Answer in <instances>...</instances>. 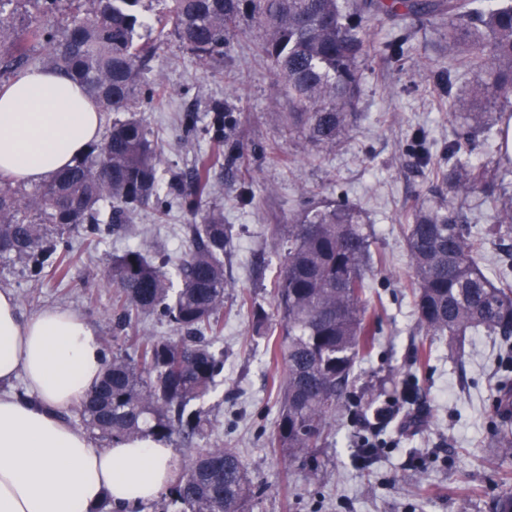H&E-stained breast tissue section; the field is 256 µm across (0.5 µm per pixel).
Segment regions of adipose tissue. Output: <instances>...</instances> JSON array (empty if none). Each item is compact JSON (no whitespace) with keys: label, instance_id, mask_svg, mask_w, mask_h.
I'll use <instances>...</instances> for the list:
<instances>
[{"label":"adipose tissue","instance_id":"ef3b65f1","mask_svg":"<svg viewBox=\"0 0 512 512\" xmlns=\"http://www.w3.org/2000/svg\"><path fill=\"white\" fill-rule=\"evenodd\" d=\"M101 115L70 76L32 68L0 88V174L33 185L99 140ZM104 370L95 330L47 306L23 316L0 290V512H114L143 507L178 478L173 451L152 437L99 447L66 415ZM23 394H15V382Z\"/></svg>","mask_w":512,"mask_h":512}]
</instances>
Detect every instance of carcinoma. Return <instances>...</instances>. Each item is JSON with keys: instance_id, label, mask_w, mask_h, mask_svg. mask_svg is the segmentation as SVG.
Returning a JSON list of instances; mask_svg holds the SVG:
<instances>
[{"instance_id": "cac0c4a2", "label": "carcinoma", "mask_w": 512, "mask_h": 512, "mask_svg": "<svg viewBox=\"0 0 512 512\" xmlns=\"http://www.w3.org/2000/svg\"><path fill=\"white\" fill-rule=\"evenodd\" d=\"M34 2L38 17L17 24ZM145 0H0V73L37 66L65 69L82 84L100 112L115 118L100 142L72 166L31 190L0 179V258L49 266L63 278L68 255L58 252L65 229L79 224H122L157 196L160 152L137 117L141 69L157 45L175 36L197 59L219 62L250 12L260 31L258 49L284 80L297 111L288 122L325 149L349 131L359 96L362 61L372 45L364 24L383 15L420 14L448 19V65L429 71L448 87L451 135L448 165L437 179L448 196L415 210L405 243L408 287L418 324L426 333L460 343L473 331L512 338V278H489L481 260L489 242L512 239V167L502 164V115L512 112V0H170L152 36ZM172 28H167V25ZM41 53L33 54L34 45ZM461 68L485 79L461 96ZM481 148L485 159L472 153ZM213 161L199 157L192 190L182 205L201 214L192 245L177 265L172 288L167 263H153L129 248L112 261L107 286L116 290L117 326L160 315L176 337L142 336L134 354L106 361L99 385L80 406L93 436L116 443L152 436L192 445L210 422L197 403L216 386L224 355L215 348L224 309L223 212L200 211L211 186ZM491 210V224L475 231L466 205L471 196ZM370 225L346 202L307 203L288 225L275 299L279 328L256 313L267 350L282 359L281 408L272 446L292 464L326 442L336 414L352 406L373 416L376 430L392 418L389 403L351 400L357 362L375 344L367 316V277L373 263ZM493 447L512 454V427H498ZM255 492L239 455L217 443L199 448L163 495L176 512H249Z\"/></svg>"}]
</instances>
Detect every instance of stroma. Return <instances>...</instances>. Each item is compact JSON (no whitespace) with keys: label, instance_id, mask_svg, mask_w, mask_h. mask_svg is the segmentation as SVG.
Returning <instances> with one entry per match:
<instances>
[{"label":"stroma","instance_id":"stroma-1","mask_svg":"<svg viewBox=\"0 0 512 512\" xmlns=\"http://www.w3.org/2000/svg\"><path fill=\"white\" fill-rule=\"evenodd\" d=\"M447 31V22L429 16L369 20L375 50L360 67L358 119L332 151L289 128L294 106L272 63L256 51L258 30L235 36L223 63L208 66L168 37L144 77L162 80L169 94L140 112L161 150L158 205L138 209L110 233L96 235L85 225L65 232L71 256L65 279L47 270L35 276L0 258V289L13 291L23 315L46 305L70 309L104 339L105 355L128 351L132 336L173 335L154 315L128 327L126 340L112 341L117 311L104 276L130 247L152 259L174 260L189 250L194 219L171 194L170 179L191 171L202 154L218 156L205 204L223 211L231 239L224 251V374L203 407L210 441L236 451L253 479L251 512H491L494 495L512 488V456L492 446L501 383L512 381V367L502 364V339L472 334L462 359L451 360L447 337L421 330L405 281L404 227L437 186L431 167L417 164L408 147L420 130L431 157H438L451 130L446 92L426 69L439 59ZM404 34L412 58L399 70L384 47ZM216 101L229 106L235 120L220 144L210 125ZM190 112L198 118L191 131L184 123ZM342 199L374 231L368 285L379 335L356 369V388L385 401L414 384L417 410H401L386 425L367 463L359 456L367 421L340 412L322 466L291 465L269 442L285 366L265 354L252 309L262 307L278 322L274 283L288 245L286 226L307 201Z\"/></svg>","mask_w":512,"mask_h":512}]
</instances>
